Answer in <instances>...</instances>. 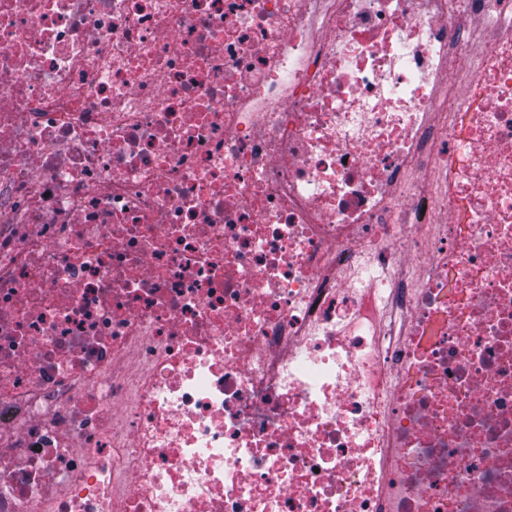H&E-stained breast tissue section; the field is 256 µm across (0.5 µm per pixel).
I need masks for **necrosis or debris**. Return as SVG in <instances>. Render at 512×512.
<instances>
[{
	"instance_id": "1",
	"label": "necrosis or debris",
	"mask_w": 512,
	"mask_h": 512,
	"mask_svg": "<svg viewBox=\"0 0 512 512\" xmlns=\"http://www.w3.org/2000/svg\"><path fill=\"white\" fill-rule=\"evenodd\" d=\"M0 512H512V0H0Z\"/></svg>"
}]
</instances>
